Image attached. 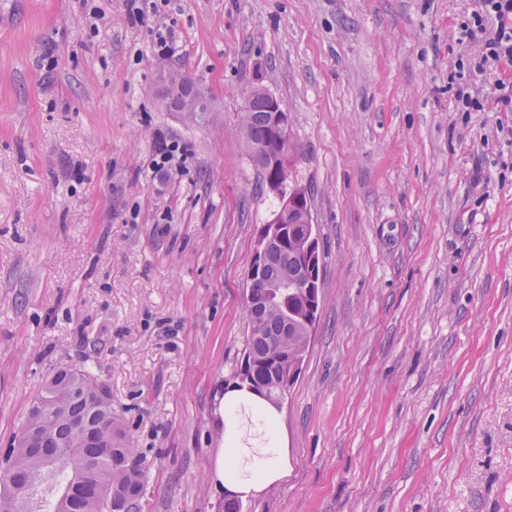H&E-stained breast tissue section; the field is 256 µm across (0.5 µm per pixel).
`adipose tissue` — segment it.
<instances>
[{
    "label": "adipose tissue",
    "instance_id": "ef3b65f1",
    "mask_svg": "<svg viewBox=\"0 0 512 512\" xmlns=\"http://www.w3.org/2000/svg\"><path fill=\"white\" fill-rule=\"evenodd\" d=\"M217 413L224 446L209 480L228 499L242 500L288 476L287 443L275 409L248 389L229 386Z\"/></svg>",
    "mask_w": 512,
    "mask_h": 512
}]
</instances>
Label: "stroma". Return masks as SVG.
Here are the masks:
<instances>
[{
	"label": "stroma",
	"mask_w": 512,
	"mask_h": 512,
	"mask_svg": "<svg viewBox=\"0 0 512 512\" xmlns=\"http://www.w3.org/2000/svg\"><path fill=\"white\" fill-rule=\"evenodd\" d=\"M139 5L0 0V448L86 362L144 459L142 512H224L214 410L278 206L239 129L259 82L290 116L322 299L279 407L288 479L242 512H512V64L474 71L476 0ZM163 67L211 111H170ZM470 86L489 98L463 112ZM161 135L190 156L155 173Z\"/></svg>",
	"instance_id": "stroma-1"
}]
</instances>
